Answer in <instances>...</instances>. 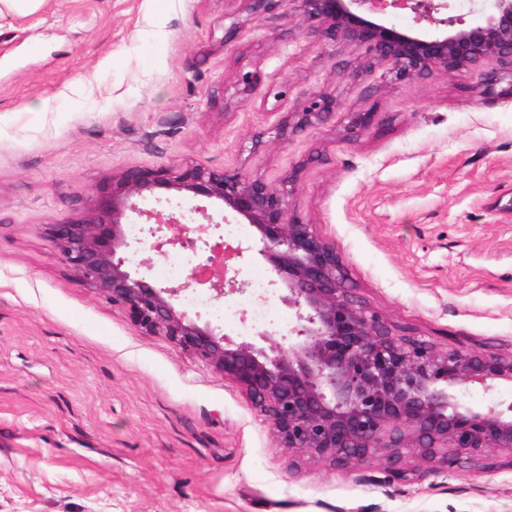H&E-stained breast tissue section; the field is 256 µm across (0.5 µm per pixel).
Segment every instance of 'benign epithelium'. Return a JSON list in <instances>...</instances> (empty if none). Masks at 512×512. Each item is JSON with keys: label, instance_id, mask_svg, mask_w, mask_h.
<instances>
[{"label": "benign epithelium", "instance_id": "7a95c632", "mask_svg": "<svg viewBox=\"0 0 512 512\" xmlns=\"http://www.w3.org/2000/svg\"><path fill=\"white\" fill-rule=\"evenodd\" d=\"M282 2L316 24L323 41L363 48L371 63L390 64L398 79L478 70L495 60L512 93V0H495L494 11L475 23L439 19L447 30L433 36L398 31L369 16L410 9L417 20H428L448 8L445 2ZM337 107L336 96L320 92L278 134L319 124ZM372 122L369 111L350 113V137L366 134ZM158 189L217 202L222 209L214 214L193 209L206 223L191 227L184 214L164 218L138 207L137 200ZM229 213L255 227L252 250L268 264L270 285L284 292L282 301L295 311L297 323L286 346L272 332L258 333L259 345L233 340L208 322L201 325L179 309L180 289L154 286L128 268L126 228L132 219L143 218L154 221L146 229L151 251L164 256L171 244L191 249L199 261L189 269L188 280L204 284L196 274L215 261L223 246V235L215 232ZM46 233L56 259L106 301L127 309L145 333L167 338L241 385L271 424L278 447L290 453L350 467L384 450L393 469L405 475L406 448L442 467L458 460L450 448L470 458H486L495 448L512 451V403L474 412L455 394L460 384L490 389L498 381L512 382V359L441 350L383 318L347 287L336 244L291 209L287 190L264 178L198 164L128 168L104 178L73 218L47 225Z\"/></svg>", "mask_w": 512, "mask_h": 512}]
</instances>
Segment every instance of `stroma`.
Instances as JSON below:
<instances>
[{
  "label": "stroma",
  "instance_id": "1",
  "mask_svg": "<svg viewBox=\"0 0 512 512\" xmlns=\"http://www.w3.org/2000/svg\"><path fill=\"white\" fill-rule=\"evenodd\" d=\"M348 64L360 77L341 80ZM287 5L45 0L0 16V512H512V452L407 479L278 448L245 392L78 281L52 255L100 182L185 162L296 182L292 209L335 242L357 296L441 348L512 358V98L498 72L395 79ZM255 73L251 94L238 80ZM343 103L277 136L320 90ZM372 110L361 138L348 115ZM261 146H253L254 136ZM222 329L254 337L240 293ZM475 411L512 383L459 385Z\"/></svg>",
  "mask_w": 512,
  "mask_h": 512
}]
</instances>
